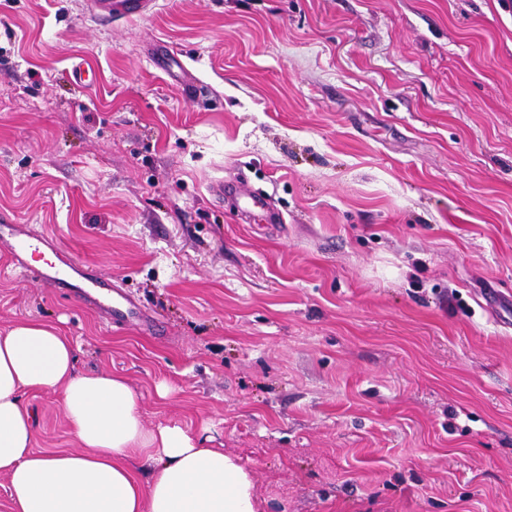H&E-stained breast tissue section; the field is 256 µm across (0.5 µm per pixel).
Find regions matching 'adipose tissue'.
<instances>
[{"mask_svg": "<svg viewBox=\"0 0 512 512\" xmlns=\"http://www.w3.org/2000/svg\"><path fill=\"white\" fill-rule=\"evenodd\" d=\"M75 361L50 323L0 329V474L12 512H256L251 476L223 449L177 424L147 428L123 375L80 373ZM27 391L58 393L79 451L34 450Z\"/></svg>", "mask_w": 512, "mask_h": 512, "instance_id": "1", "label": "adipose tissue"}]
</instances>
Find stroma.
Masks as SVG:
<instances>
[{
    "instance_id": "35a3bbf8",
    "label": "stroma",
    "mask_w": 512,
    "mask_h": 512,
    "mask_svg": "<svg viewBox=\"0 0 512 512\" xmlns=\"http://www.w3.org/2000/svg\"><path fill=\"white\" fill-rule=\"evenodd\" d=\"M241 179L272 218L210 191ZM0 224L156 321L20 275L3 239L0 329L58 325L146 427L235 457L258 512H512V0L107 25L0 0ZM23 401L35 450L78 451L57 393Z\"/></svg>"
}]
</instances>
